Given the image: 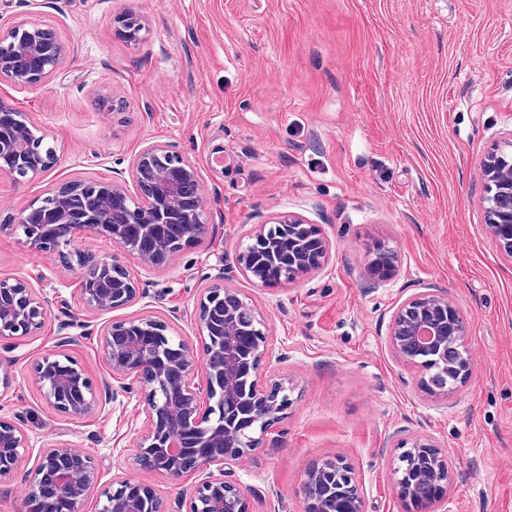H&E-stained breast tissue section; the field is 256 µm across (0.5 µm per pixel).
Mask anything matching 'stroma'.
<instances>
[{"mask_svg": "<svg viewBox=\"0 0 512 512\" xmlns=\"http://www.w3.org/2000/svg\"><path fill=\"white\" fill-rule=\"evenodd\" d=\"M124 12L145 22L137 43L115 32ZM28 22L51 27L70 54L38 85L0 81V102L25 112L57 158L35 178L0 175V277L59 290L82 313L76 274L8 226L60 182H109L143 147L164 146L196 166L208 230L117 317L163 319L200 350L193 313L205 274L234 261L252 224L297 214L329 244L326 268L296 282L230 280L268 325L277 359L265 371L293 388L292 406L228 473L250 512H303L306 470L336 456L364 512H406L394 467L417 438L449 455L434 512H512V260L486 229L482 171L512 131V0H0V28ZM112 97L123 111L110 110ZM379 242L396 256L385 281L367 266ZM427 290L469 323L472 371L449 394L424 389L388 343L395 309ZM58 338L50 318L0 344L14 361L0 414L21 415L33 443L0 478V512H28L39 448L59 442L99 467L83 512L122 477L148 478L173 512L200 477L133 465L141 397L80 419L43 398L33 367Z\"/></svg>", "mask_w": 512, "mask_h": 512, "instance_id": "stroma-1", "label": "stroma"}]
</instances>
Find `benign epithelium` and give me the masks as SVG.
Here are the masks:
<instances>
[{
    "label": "benign epithelium",
    "mask_w": 512,
    "mask_h": 512,
    "mask_svg": "<svg viewBox=\"0 0 512 512\" xmlns=\"http://www.w3.org/2000/svg\"><path fill=\"white\" fill-rule=\"evenodd\" d=\"M116 31L134 41L145 24L121 14ZM68 48L39 23L12 26L0 36V81L34 86L59 72ZM45 134L29 126L23 113L0 102V172L36 177L54 162ZM496 192L486 202L491 236L512 259V154H495L485 165ZM136 188L129 195L128 183ZM52 207L29 204L20 209L11 230L27 246L58 257L78 274L80 297L89 312L115 311L147 295L151 275L184 246L207 232V198L194 165L161 145L143 148L132 160L129 176L118 172L108 183L64 181L51 193ZM91 233L108 239L137 260L132 269L114 257L104 260L75 247ZM328 245L319 230L297 215L272 225L253 226L239 250L238 269L262 287L268 274L281 271V282L324 268ZM53 303L20 278H0V341L35 335ZM59 331L62 345L71 330L93 334L90 321L74 316L64 303ZM194 325L202 342L208 405H200L192 378L197 361L189 346L170 335L169 324L154 317L114 319L100 329L102 351L119 386L94 380L66 353L47 355L34 366L45 401L57 412L85 417L119 397L140 391L147 428L132 438L134 463L147 473L179 477L202 473L185 512H250L242 487L225 479L224 468L251 454L261 437L292 404L290 388L266 381L262 362L270 358L267 327L260 314L230 286L207 289L197 301ZM468 323L448 298L430 291L414 294L392 315L389 345L407 364L414 354L430 356L435 369L448 370V342L465 344ZM29 448L18 416L0 415V477L14 472ZM412 462L403 470L409 488L447 490L448 454L428 439L410 446ZM99 479L93 457L73 445H51L40 452L25 485L29 512H82ZM306 512H363L359 484L340 458L314 464L305 475ZM97 512H162V503L145 481L117 480L100 496Z\"/></svg>",
    "instance_id": "benign-epithelium-1"
}]
</instances>
